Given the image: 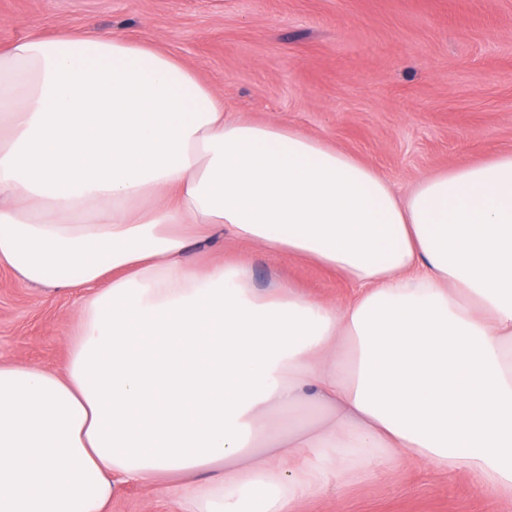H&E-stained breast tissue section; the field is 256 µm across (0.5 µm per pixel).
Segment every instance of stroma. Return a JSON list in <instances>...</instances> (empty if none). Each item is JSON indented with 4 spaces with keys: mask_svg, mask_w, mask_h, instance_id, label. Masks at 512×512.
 <instances>
[{
    "mask_svg": "<svg viewBox=\"0 0 512 512\" xmlns=\"http://www.w3.org/2000/svg\"><path fill=\"white\" fill-rule=\"evenodd\" d=\"M106 31L180 59L224 98V114L287 124L355 155L406 192L421 177L512 153V0H0V46L30 34ZM231 254L341 303L353 287L320 267ZM80 314L65 289L0 268V363L50 371ZM108 512H180L157 484L118 483ZM300 512H497L467 473L418 463L365 478Z\"/></svg>",
    "mask_w": 512,
    "mask_h": 512,
    "instance_id": "35a3bbf8",
    "label": "stroma"
}]
</instances>
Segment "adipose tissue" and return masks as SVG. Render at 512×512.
<instances>
[{
    "mask_svg": "<svg viewBox=\"0 0 512 512\" xmlns=\"http://www.w3.org/2000/svg\"><path fill=\"white\" fill-rule=\"evenodd\" d=\"M329 268L345 304L214 241ZM0 265L70 290L63 373L0 364V512H299L414 461L512 512V153L398 194L286 125L224 117L181 61L100 32L0 50ZM109 512H179L177 498L163 485L116 483Z\"/></svg>",
    "mask_w": 512,
    "mask_h": 512,
    "instance_id": "ef3b65f1",
    "label": "adipose tissue"
}]
</instances>
